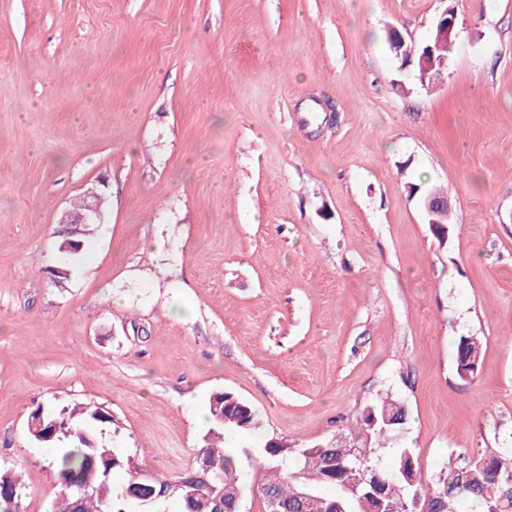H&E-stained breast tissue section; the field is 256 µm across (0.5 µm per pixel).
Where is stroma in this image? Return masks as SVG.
<instances>
[{"mask_svg": "<svg viewBox=\"0 0 512 512\" xmlns=\"http://www.w3.org/2000/svg\"><path fill=\"white\" fill-rule=\"evenodd\" d=\"M448 68L420 83L386 35ZM439 188L447 242L419 196ZM106 195L77 270L61 212ZM482 343L456 373L459 337ZM271 438L348 439L389 394L424 476L512 446V0H0V465L62 487L27 422L96 404L128 471L172 478L211 396Z\"/></svg>", "mask_w": 512, "mask_h": 512, "instance_id": "stroma-1", "label": "stroma"}]
</instances>
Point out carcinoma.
Listing matches in <instances>:
<instances>
[{"instance_id":"carcinoma-1","label":"carcinoma","mask_w":512,"mask_h":512,"mask_svg":"<svg viewBox=\"0 0 512 512\" xmlns=\"http://www.w3.org/2000/svg\"><path fill=\"white\" fill-rule=\"evenodd\" d=\"M481 343L475 336H462L457 343V373L464 375V360L480 363ZM210 427L199 449L210 467V478H196L187 470L155 485L153 495L142 490V481L129 479L119 491L111 475L128 461L105 448L89 423L112 426V414L96 405L61 406L38 410L28 424L37 442L61 445L53 461L66 493L54 512H127L130 502L152 503L178 500L181 512H238L244 491L246 469L261 471V494L273 496L281 512H417V500L429 501L428 512H496L512 502V448H490L476 458L458 455L424 479L410 448L395 449L391 463L370 462L373 440H389L404 430L406 409L402 401L386 398L366 408L357 420L354 448L328 443L296 448L283 438L269 439L259 458L243 461L248 451L226 448L233 437L254 432L259 425L251 405L231 392L215 393L209 404ZM306 493V510L299 508ZM20 482L10 468L0 467V512H17Z\"/></svg>"}]
</instances>
